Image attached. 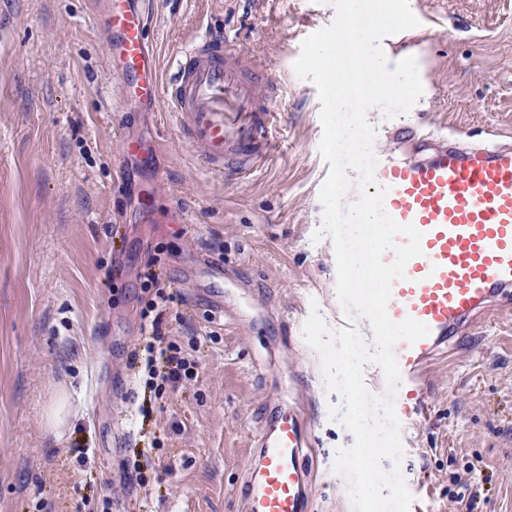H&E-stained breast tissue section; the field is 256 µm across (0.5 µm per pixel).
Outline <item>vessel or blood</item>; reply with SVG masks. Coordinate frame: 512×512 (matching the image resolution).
Here are the masks:
<instances>
[{
	"label": "vessel or blood",
	"instance_id": "1",
	"mask_svg": "<svg viewBox=\"0 0 512 512\" xmlns=\"http://www.w3.org/2000/svg\"><path fill=\"white\" fill-rule=\"evenodd\" d=\"M94 2L120 96L131 104L164 100L210 174L243 178L257 171L276 148L272 126L286 109L287 79L247 65L220 32L181 48L174 73L162 78L135 0ZM390 137L419 155L399 161L379 154L367 188L372 194L387 187L388 214L422 234V253L393 281L387 306L392 321L410 317L429 329L415 344L394 347L401 374L394 408L407 430L427 412L430 365L479 315L512 296V144L470 142L415 122L393 128ZM254 448L243 512H309V432L301 412L273 406Z\"/></svg>",
	"mask_w": 512,
	"mask_h": 512
}]
</instances>
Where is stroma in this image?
I'll list each match as a JSON object with an SVG mask.
<instances>
[{"label":"stroma","instance_id":"35a3bbf8","mask_svg":"<svg viewBox=\"0 0 512 512\" xmlns=\"http://www.w3.org/2000/svg\"><path fill=\"white\" fill-rule=\"evenodd\" d=\"M409 5L417 26L382 48L417 60L423 93L410 118L512 138V0ZM145 10L165 72L173 49L212 30L271 75L288 70L280 148L245 180L209 174L164 101L120 97L89 0H0V512H242L256 428L281 399L311 426V512H352L333 465L354 437L330 419L341 398L303 338L311 309L332 326L341 308L332 240L313 238L330 165L317 88L292 72L302 41L336 10L331 0ZM126 137L154 147L151 165L122 154ZM155 169L147 215L138 192ZM214 258L234 280L206 276ZM151 265L177 294L163 329L199 367L146 421L132 353ZM223 297L244 324L213 318ZM427 401L401 463L427 512H460L450 476L468 465L482 473L474 512H512L511 309L485 314L433 363Z\"/></svg>","mask_w":512,"mask_h":512}]
</instances>
